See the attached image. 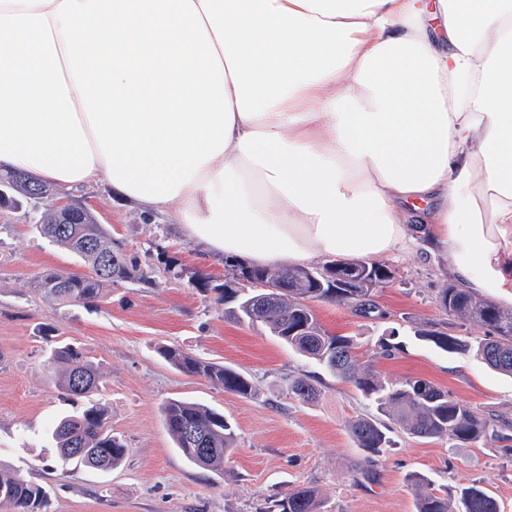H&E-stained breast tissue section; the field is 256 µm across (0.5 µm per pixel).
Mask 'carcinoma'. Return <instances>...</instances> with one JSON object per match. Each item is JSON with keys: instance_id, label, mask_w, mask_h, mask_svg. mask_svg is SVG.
<instances>
[{"instance_id": "obj_1", "label": "carcinoma", "mask_w": 512, "mask_h": 512, "mask_svg": "<svg viewBox=\"0 0 512 512\" xmlns=\"http://www.w3.org/2000/svg\"><path fill=\"white\" fill-rule=\"evenodd\" d=\"M16 172H0V189L9 196L0 207L19 209L27 196L10 190ZM43 211L36 224L41 236L65 249L87 264L88 274L50 271L42 275L34 287L44 298L56 303L97 306L112 285L134 280L153 284L152 272L134 268L112 245V235L96 216L85 210L77 223L68 224L55 208L54 189L37 180ZM90 245L83 250L81 243ZM109 256L110 270L99 272L101 255ZM224 314L239 322L258 326L279 338L303 357L323 366L342 381L351 382L363 396L373 400L380 411L397 420L412 436L422 439L448 437L464 445L503 440L498 426L477 417L469 407L423 378L393 384L382 379L371 368L360 369L349 336L329 334L322 329L311 303L330 301L349 306L359 316L379 310L374 292L391 278L389 269L379 263L361 260L340 261L317 268L283 267L279 269L244 266L224 259ZM252 283L278 281L276 291L249 288ZM439 304L451 317L464 319L475 326L489 329V336L477 346V355L492 370L512 376V310L474 295L450 283L442 289ZM422 340L449 352L471 350L468 341L448 333L426 329L418 331ZM162 357L176 370L207 379L224 391L242 397L255 395L250 379L222 364L204 361L177 346L161 348ZM45 368L55 387L76 399L86 400L76 413L61 416L51 432L56 458L64 463L96 470H111L124 460L128 448L112 434L108 410L93 400L99 391L101 374L80 347L59 344L46 353ZM288 393L302 402L319 397L318 388L306 378L287 379ZM165 426L175 448L192 464L202 468H218L234 450L237 434L223 414L203 405L171 399L163 408ZM349 433L357 445L370 455H378L389 443L386 427L370 417L348 422ZM416 486L414 512H501L497 498L473 483L460 490L457 506L448 496L437 493L418 474L410 475ZM46 490L17 470L0 463V503L11 512H46ZM263 512H323V502L313 486L296 488Z\"/></svg>"}]
</instances>
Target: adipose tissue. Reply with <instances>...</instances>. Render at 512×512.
Wrapping results in <instances>:
<instances>
[{
    "mask_svg": "<svg viewBox=\"0 0 512 512\" xmlns=\"http://www.w3.org/2000/svg\"><path fill=\"white\" fill-rule=\"evenodd\" d=\"M0 169L259 266L419 240L512 306V0H0Z\"/></svg>",
    "mask_w": 512,
    "mask_h": 512,
    "instance_id": "1",
    "label": "adipose tissue"
}]
</instances>
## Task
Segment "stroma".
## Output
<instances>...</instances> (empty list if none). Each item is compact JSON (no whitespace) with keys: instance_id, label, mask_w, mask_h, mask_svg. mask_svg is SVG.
I'll return each instance as SVG.
<instances>
[{"instance_id":"obj_1","label":"stroma","mask_w":512,"mask_h":512,"mask_svg":"<svg viewBox=\"0 0 512 512\" xmlns=\"http://www.w3.org/2000/svg\"><path fill=\"white\" fill-rule=\"evenodd\" d=\"M57 192L82 199L128 261L154 267L156 283L115 285L95 308L48 304L33 282L49 270L86 273L85 264L38 233L39 211H0V460L48 491L47 512H258L267 499L301 485L319 490L325 512H413L414 473L449 501L476 484L495 495L502 512H512V429L507 441L463 446L412 437L387 415L388 448L366 456L347 424L375 416V406L267 331L225 319L218 293L194 288L192 280L199 272L213 287L223 283L224 261L184 236L179 213L148 220L137 203L113 197L104 181ZM384 263L393 279L376 293L380 315L360 317L348 306L318 302L322 326L352 336L359 364L386 381L425 378L478 417L512 421L511 376L492 371L476 352L449 354L414 334L443 322L448 334L485 338V330L447 317L438 303L454 280L451 261L415 244ZM169 265L183 268L182 278H170ZM392 329L400 349L379 356V342ZM50 336L84 349L102 373L99 398L128 448L115 469L61 467L48 446L53 422L82 406L48 379ZM163 345L243 372L256 395L227 393L179 372L159 355ZM302 374L320 389L316 401L289 395L285 377ZM170 399L231 419L237 443L222 468L195 466L178 452L162 416Z\"/></svg>"}]
</instances>
